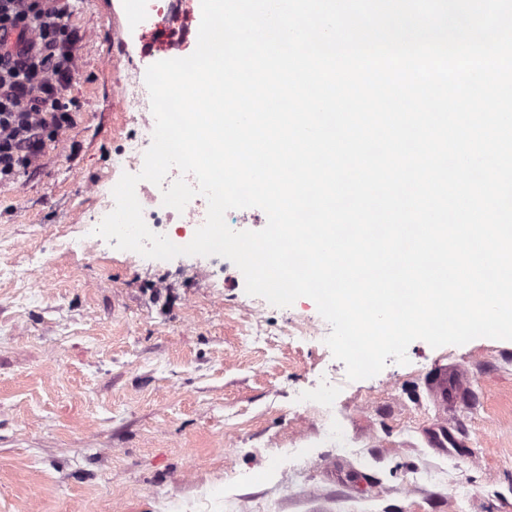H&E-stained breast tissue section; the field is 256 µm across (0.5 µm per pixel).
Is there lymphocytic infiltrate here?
<instances>
[{
  "mask_svg": "<svg viewBox=\"0 0 512 512\" xmlns=\"http://www.w3.org/2000/svg\"><path fill=\"white\" fill-rule=\"evenodd\" d=\"M69 0H0V184L40 167L79 110L72 83L78 32Z\"/></svg>",
  "mask_w": 512,
  "mask_h": 512,
  "instance_id": "1",
  "label": "lymphocytic infiltrate"
}]
</instances>
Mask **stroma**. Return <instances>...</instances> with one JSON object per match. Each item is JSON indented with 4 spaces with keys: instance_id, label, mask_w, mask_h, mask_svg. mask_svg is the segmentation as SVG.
Listing matches in <instances>:
<instances>
[{
    "instance_id": "1",
    "label": "stroma",
    "mask_w": 512,
    "mask_h": 512,
    "mask_svg": "<svg viewBox=\"0 0 512 512\" xmlns=\"http://www.w3.org/2000/svg\"><path fill=\"white\" fill-rule=\"evenodd\" d=\"M71 6L77 122L0 185V512H512V340H416L407 364L351 381L325 343L281 338L291 318L319 320L309 298L267 306L244 335L232 262L102 238L66 250L98 208L91 187L108 188L119 73L163 58L123 0ZM444 367L465 386L445 410L427 389ZM332 381L347 454L313 410ZM442 421L464 440L448 456L424 438Z\"/></svg>"
}]
</instances>
